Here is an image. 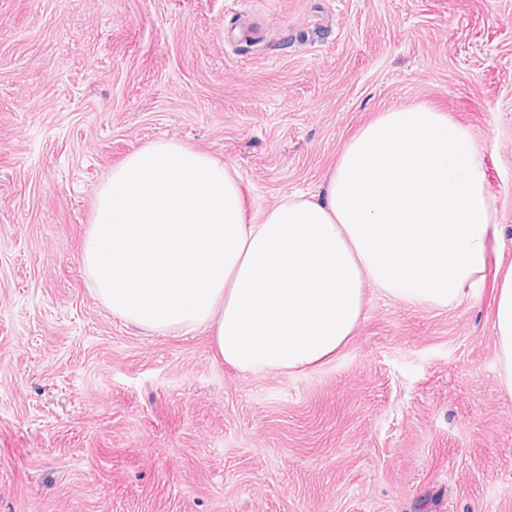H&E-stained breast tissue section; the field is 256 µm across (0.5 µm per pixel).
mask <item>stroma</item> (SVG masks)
I'll return each mask as SVG.
<instances>
[{"mask_svg": "<svg viewBox=\"0 0 512 512\" xmlns=\"http://www.w3.org/2000/svg\"><path fill=\"white\" fill-rule=\"evenodd\" d=\"M469 125L501 231L478 295L368 291L327 364L243 376L82 263L113 168L175 140L246 215L319 192L376 112ZM512 263V0H0V512H512L495 269Z\"/></svg>", "mask_w": 512, "mask_h": 512, "instance_id": "35a3bbf8", "label": "stroma"}]
</instances>
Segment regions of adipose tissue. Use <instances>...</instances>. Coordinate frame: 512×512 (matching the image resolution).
Here are the masks:
<instances>
[{"instance_id":"adipose-tissue-1","label":"adipose tissue","mask_w":512,"mask_h":512,"mask_svg":"<svg viewBox=\"0 0 512 512\" xmlns=\"http://www.w3.org/2000/svg\"><path fill=\"white\" fill-rule=\"evenodd\" d=\"M497 199L471 129L425 103L385 109L345 144L313 195L247 220L236 172L161 140L100 187L83 246L99 299L157 332L200 326L244 375L296 374L347 344L366 287L421 309L485 280ZM499 385L512 396V264L497 267Z\"/></svg>"}]
</instances>
